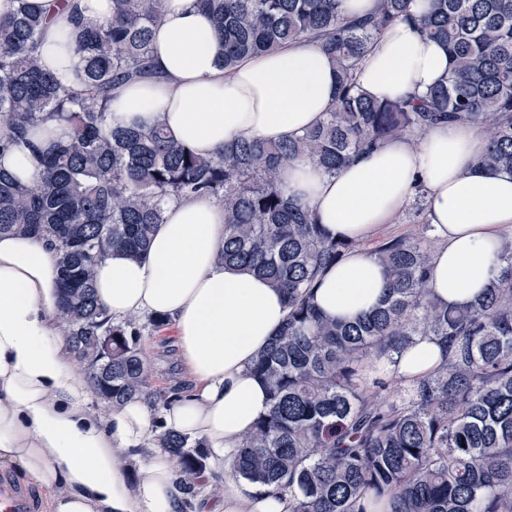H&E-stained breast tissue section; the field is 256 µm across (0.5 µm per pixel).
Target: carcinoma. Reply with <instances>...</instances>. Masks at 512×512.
Masks as SVG:
<instances>
[{
	"instance_id": "cac0c4a2",
	"label": "carcinoma",
	"mask_w": 512,
	"mask_h": 512,
	"mask_svg": "<svg viewBox=\"0 0 512 512\" xmlns=\"http://www.w3.org/2000/svg\"><path fill=\"white\" fill-rule=\"evenodd\" d=\"M378 0L361 19L340 0H197L224 38L221 67L309 38L336 66V108L313 128L278 143L237 140L203 157L164 129L112 124L110 91L153 74V33L163 0H112V15L76 21L80 93L60 86L36 54L44 17L27 0L0 17V153L52 120L69 130L42 154L33 185L0 171V233H36L54 247L60 270L61 333L75 369L106 405L135 394L157 409L185 391L149 390L141 318L116 322L95 293L98 264L112 249H148L164 205L210 196L224 204L217 262L244 267L285 297L288 315L253 362L269 409L241 439L231 472L293 497L292 512H512V240L483 296L467 306L433 297L437 245L428 221L418 232L370 250L386 294L351 320L314 303L319 275L356 243L338 239L313 209L288 197L282 173L306 160L334 175L397 136L419 139L460 120L478 126L484 167L512 173V0ZM398 21L448 52V70L423 93L374 100L356 83L358 65ZM416 336H432L441 363L388 389L369 382ZM168 462L194 497L206 467L202 443L164 431Z\"/></svg>"
}]
</instances>
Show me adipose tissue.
Returning <instances> with one entry per match:
<instances>
[{
    "label": "adipose tissue",
    "mask_w": 512,
    "mask_h": 512,
    "mask_svg": "<svg viewBox=\"0 0 512 512\" xmlns=\"http://www.w3.org/2000/svg\"><path fill=\"white\" fill-rule=\"evenodd\" d=\"M49 17L38 42L43 69L68 89L73 77L72 14L102 19L112 0H28ZM154 35L156 77L115 87L112 120L124 126L163 124L173 141L208 156L240 139L278 141L317 124L336 105V69L317 41L299 39L244 59L231 72L220 61L224 42L194 0H165ZM448 69V53L410 24L389 27L363 59L359 87L382 99L423 92ZM67 131L49 121L27 143L0 157V169L30 184L38 153ZM485 140L467 121L431 127L420 143L396 138L336 175L300 161L288 167L286 190L308 203L332 234L355 241L392 223L413 196L428 195L427 219L438 240L433 294L467 304L498 270L503 237H512V174L481 166ZM146 253L137 260L114 250L96 272L107 317L163 315L190 386L163 409L167 428L202 440L207 477L223 486L197 497L193 512H291V496L229 474L243 434L267 412L265 386L251 371L284 323V296L267 281L216 262L224 206L210 197L169 202ZM60 272L49 240L0 234V465L15 467L46 489L47 512H179L178 476L157 444L152 409L139 395L105 414L75 373L58 328ZM380 265L366 252L327 268L314 292L320 309L350 318L383 296ZM442 350L415 337L386 372L413 380L434 369Z\"/></svg>",
    "instance_id": "obj_1"
}]
</instances>
